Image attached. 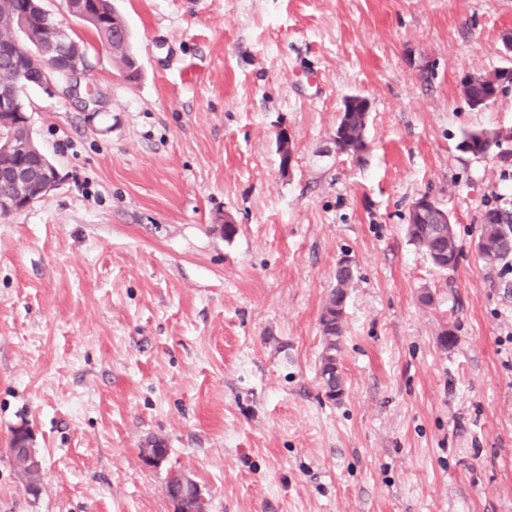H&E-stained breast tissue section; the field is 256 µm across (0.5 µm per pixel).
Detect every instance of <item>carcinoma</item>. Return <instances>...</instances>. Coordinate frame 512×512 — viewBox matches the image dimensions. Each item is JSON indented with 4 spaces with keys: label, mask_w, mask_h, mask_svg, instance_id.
<instances>
[{
    "label": "carcinoma",
    "mask_w": 512,
    "mask_h": 512,
    "mask_svg": "<svg viewBox=\"0 0 512 512\" xmlns=\"http://www.w3.org/2000/svg\"><path fill=\"white\" fill-rule=\"evenodd\" d=\"M82 6L89 14L86 23L96 32L101 47L120 63L124 70L130 72L129 79H137L139 70L136 69V60L131 52L129 34L122 18L112 8L111 0H82ZM17 37L14 17L0 10V43L13 41ZM462 93L481 109L497 101V98L493 97L492 80L465 85ZM368 118L369 113L361 110L360 106L343 103L338 129L342 130L345 139L349 140V153L352 155L359 157L366 149L364 134ZM463 140L471 142V154L474 156H484L492 150L501 157L507 153L512 155V132L497 133L492 137L482 131L471 132L465 134ZM407 235L412 243L425 251L434 266L441 270L455 268L450 260L459 253V246L452 225L435 224L430 214L422 218L413 215L411 224L407 225ZM480 239L485 242L483 258L488 263L511 261L512 211L499 206L486 209L482 214ZM352 277V268H336V285L332 288L320 315L324 349L319 364V375L327 396L333 401L343 394L337 353L340 352L347 290Z\"/></svg>",
    "instance_id": "1"
}]
</instances>
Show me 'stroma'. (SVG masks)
Listing matches in <instances>:
<instances>
[{"mask_svg":"<svg viewBox=\"0 0 512 512\" xmlns=\"http://www.w3.org/2000/svg\"><path fill=\"white\" fill-rule=\"evenodd\" d=\"M114 3L135 82L43 0L100 103L23 91L60 181L0 218V512H176L174 473L204 512H512V264L476 249L484 210L512 202V159L458 148L512 129V93L480 110L460 88L503 66L512 0ZM354 94L359 160L334 140ZM424 194L452 219L455 269L407 236ZM343 258L333 401L320 314ZM14 439L13 458L18 468L26 466L30 461V449L33 442V435L26 426L14 429L11 441ZM21 448V449H19Z\"/></svg>","mask_w":512,"mask_h":512,"instance_id":"1","label":"stroma"}]
</instances>
